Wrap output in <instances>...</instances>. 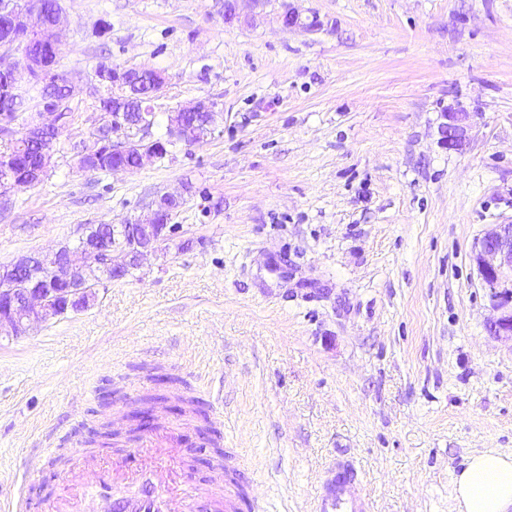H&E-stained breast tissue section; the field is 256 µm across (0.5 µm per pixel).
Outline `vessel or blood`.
I'll list each match as a JSON object with an SVG mask.
<instances>
[{"mask_svg": "<svg viewBox=\"0 0 512 512\" xmlns=\"http://www.w3.org/2000/svg\"><path fill=\"white\" fill-rule=\"evenodd\" d=\"M158 446V440L147 438L137 448V455L149 457L150 464L124 477L135 485L134 493H112V486L123 477L101 468L98 479L105 491L104 512H247L251 465L243 456L216 469L205 487L188 483L177 493L161 480L166 458ZM370 506L362 475L350 460L339 459L326 470L312 512H370Z\"/></svg>", "mask_w": 512, "mask_h": 512, "instance_id": "1", "label": "vessel or blood"}]
</instances>
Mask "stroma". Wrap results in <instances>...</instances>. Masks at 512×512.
<instances>
[{
  "label": "stroma",
  "mask_w": 512,
  "mask_h": 512,
  "mask_svg": "<svg viewBox=\"0 0 512 512\" xmlns=\"http://www.w3.org/2000/svg\"><path fill=\"white\" fill-rule=\"evenodd\" d=\"M58 70L72 118L39 185L0 197V266L182 195L178 236L87 308L0 339V501L55 491L52 455H123L138 435L91 439L204 368L223 395L224 448L247 451L260 512H310L337 458L362 470L371 512H457L467 457L512 452V341L474 244L512 223V0H281L256 26L224 0H59ZM169 77L166 114L200 98L220 135L127 172L77 168L98 126L87 91L102 60ZM477 113L463 150L441 114ZM185 477L219 457L206 424L171 410ZM42 449L37 468L31 449Z\"/></svg>",
  "instance_id": "obj_1"
}]
</instances>
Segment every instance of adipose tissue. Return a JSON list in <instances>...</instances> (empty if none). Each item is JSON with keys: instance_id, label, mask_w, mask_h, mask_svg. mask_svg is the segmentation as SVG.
I'll list each match as a JSON object with an SVG mask.
<instances>
[{"instance_id": "obj_1", "label": "adipose tissue", "mask_w": 512, "mask_h": 512, "mask_svg": "<svg viewBox=\"0 0 512 512\" xmlns=\"http://www.w3.org/2000/svg\"><path fill=\"white\" fill-rule=\"evenodd\" d=\"M458 512H512V454L470 456L453 477Z\"/></svg>"}]
</instances>
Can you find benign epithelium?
<instances>
[{
  "label": "benign epithelium",
  "instance_id": "benign-epithelium-1",
  "mask_svg": "<svg viewBox=\"0 0 512 512\" xmlns=\"http://www.w3.org/2000/svg\"><path fill=\"white\" fill-rule=\"evenodd\" d=\"M249 4V11L241 8ZM268 0H226L224 24L227 26H251L263 14ZM4 12L10 16L13 26L26 32L32 31L33 18L26 9L9 2ZM280 20L284 28L301 26L299 12L288 4L282 5ZM65 24V16L58 13L55 23L43 29L37 38H45L54 47L60 46L59 32ZM48 69L41 58L21 54L20 63L8 71L5 88L0 90L5 104H11V96L19 84L20 73L29 79L44 75ZM97 84L91 87L96 96L99 86L109 83L115 89V98L125 92L126 81L122 71L104 70L96 76ZM167 139L173 145L196 143L205 137H214L224 122V113L209 99L196 100L180 105L168 113ZM477 113L450 108L443 113L440 125L442 143L450 150H460L470 140ZM100 125L108 130L112 144L122 147L137 142V137L151 129L146 113L132 117L125 112H114L99 118ZM66 118L51 108L36 113L24 125L22 133L27 140L47 138V133L62 127ZM160 160L156 144L141 146L137 152L135 168ZM184 204L180 196L164 193L147 206V213L131 219L126 224L108 226V234H92L83 228L78 245H65L45 256H21L9 266L0 268V281H8L16 274L26 275L22 288H0V334L13 338L25 335L32 327L68 311L84 308L95 295V289L84 287V277L94 265L106 266L109 279L124 278L139 267L145 256L154 253L172 240L178 225L173 223L176 213ZM478 271L485 288L490 292L494 308L499 315L492 320L489 329L497 337L512 340V224H497L495 228L477 240L475 244Z\"/></svg>",
  "mask_w": 512,
  "mask_h": 512
}]
</instances>
